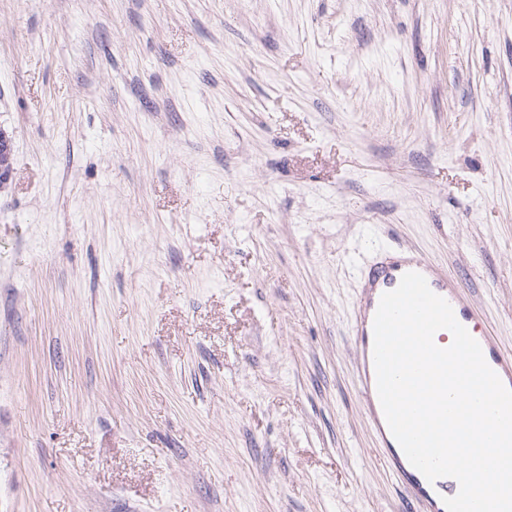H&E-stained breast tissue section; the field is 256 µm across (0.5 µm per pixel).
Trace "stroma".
<instances>
[{
	"label": "stroma",
	"instance_id": "35a3bbf8",
	"mask_svg": "<svg viewBox=\"0 0 512 512\" xmlns=\"http://www.w3.org/2000/svg\"><path fill=\"white\" fill-rule=\"evenodd\" d=\"M0 512H404L360 271L512 347V0H0ZM13 174V146L11 137L0 129V188L10 181ZM415 271L422 274L431 290L453 308L456 319L477 340L487 364L508 388H512V354L479 326L478 313L471 298L454 278L439 264L422 253L402 248L385 254L360 274V292L351 324V341L358 360L359 393L364 412L375 433L379 449L389 468L397 474L405 491L407 504L416 503L423 512H446L442 497H451L459 490L450 477L431 484L407 460L385 420L376 390L373 361V320L383 293L394 290L402 276Z\"/></svg>",
	"mask_w": 512,
	"mask_h": 512
}]
</instances>
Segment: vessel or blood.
<instances>
[{
    "label": "vessel or blood",
    "instance_id": "1",
    "mask_svg": "<svg viewBox=\"0 0 512 512\" xmlns=\"http://www.w3.org/2000/svg\"><path fill=\"white\" fill-rule=\"evenodd\" d=\"M410 271L422 274L431 290L452 307L455 317L477 340L487 364L497 373L503 384L512 388V354L482 330L478 313L463 287L439 264L422 253L402 248L385 254L360 274V292L351 324V341L358 360L359 393L364 412L375 433L379 449L389 468L397 474L408 503L422 506L423 512H446L444 498L457 494L455 479L430 483L407 460L394 439L385 420L376 390L373 361V320L383 293L394 290L402 276Z\"/></svg>",
    "mask_w": 512,
    "mask_h": 512
}]
</instances>
